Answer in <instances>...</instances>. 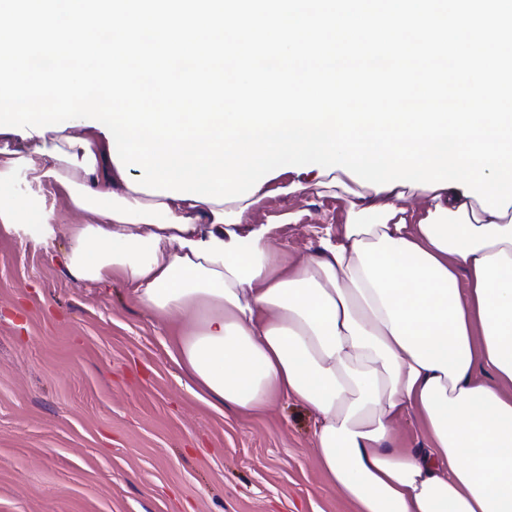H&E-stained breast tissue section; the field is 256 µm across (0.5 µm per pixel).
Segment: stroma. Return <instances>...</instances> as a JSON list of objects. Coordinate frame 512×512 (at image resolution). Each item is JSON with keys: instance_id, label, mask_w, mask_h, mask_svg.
<instances>
[{"instance_id": "stroma-1", "label": "stroma", "mask_w": 512, "mask_h": 512, "mask_svg": "<svg viewBox=\"0 0 512 512\" xmlns=\"http://www.w3.org/2000/svg\"><path fill=\"white\" fill-rule=\"evenodd\" d=\"M309 188L256 200L292 255L344 223V198ZM0 191L52 211L54 234L0 223V512H348L324 482L313 413L278 401L262 417L217 412L173 363L167 321L120 282L69 274L70 208L42 167L0 175Z\"/></svg>"}]
</instances>
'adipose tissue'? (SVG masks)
<instances>
[{
    "instance_id": "ef3b65f1",
    "label": "adipose tissue",
    "mask_w": 512,
    "mask_h": 512,
    "mask_svg": "<svg viewBox=\"0 0 512 512\" xmlns=\"http://www.w3.org/2000/svg\"><path fill=\"white\" fill-rule=\"evenodd\" d=\"M67 141L83 182L41 141L19 140L5 164L51 159L46 177L94 217L66 229L68 271L120 281L175 322L169 354L199 399L253 416L306 406L324 480L351 512H512V208L333 176L346 219L300 258L244 223L249 201L150 200L100 129ZM406 420L426 447H400Z\"/></svg>"
}]
</instances>
